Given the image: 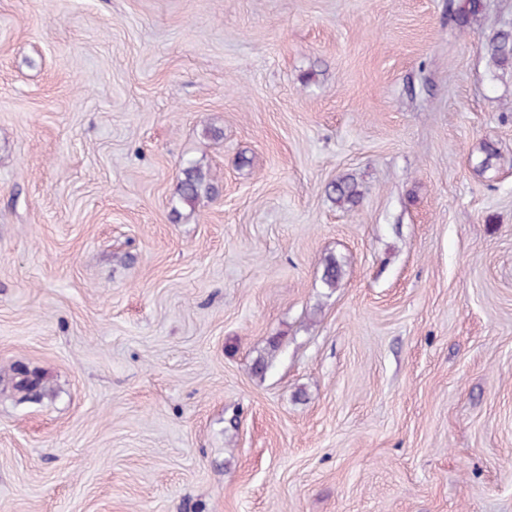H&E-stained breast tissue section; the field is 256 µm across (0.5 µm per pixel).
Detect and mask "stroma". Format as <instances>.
<instances>
[{
    "label": "stroma",
    "instance_id": "obj_1",
    "mask_svg": "<svg viewBox=\"0 0 512 512\" xmlns=\"http://www.w3.org/2000/svg\"><path fill=\"white\" fill-rule=\"evenodd\" d=\"M454 7L0 0V512H512V0ZM486 49L492 62L498 67L512 70V31L501 29L489 37ZM214 177L209 167L198 160H188L181 169L179 201L194 206L202 193L213 198L216 195Z\"/></svg>",
    "mask_w": 512,
    "mask_h": 512
}]
</instances>
